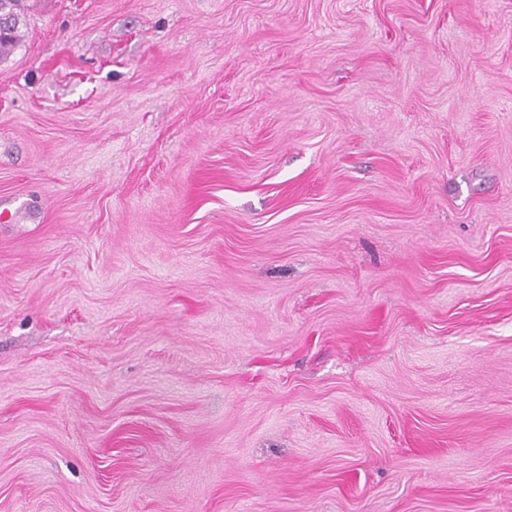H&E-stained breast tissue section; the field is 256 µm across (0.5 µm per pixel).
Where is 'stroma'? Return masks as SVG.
<instances>
[{
    "label": "stroma",
    "mask_w": 512,
    "mask_h": 512,
    "mask_svg": "<svg viewBox=\"0 0 512 512\" xmlns=\"http://www.w3.org/2000/svg\"><path fill=\"white\" fill-rule=\"evenodd\" d=\"M25 4L0 512H512V0Z\"/></svg>",
    "instance_id": "stroma-1"
}]
</instances>
